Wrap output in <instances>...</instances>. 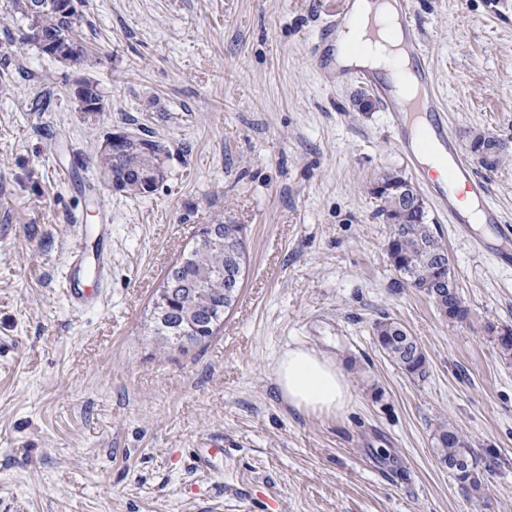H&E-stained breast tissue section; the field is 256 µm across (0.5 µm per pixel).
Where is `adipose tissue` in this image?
I'll return each mask as SVG.
<instances>
[{
	"label": "adipose tissue",
	"mask_w": 512,
	"mask_h": 512,
	"mask_svg": "<svg viewBox=\"0 0 512 512\" xmlns=\"http://www.w3.org/2000/svg\"><path fill=\"white\" fill-rule=\"evenodd\" d=\"M274 374L282 398L299 410L329 416L351 400L342 370L331 358L313 349L284 351L275 360Z\"/></svg>",
	"instance_id": "1"
}]
</instances>
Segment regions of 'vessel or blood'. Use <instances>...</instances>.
Returning <instances> with one entry per match:
<instances>
[{"label":"vessel or blood","mask_w":512,"mask_h":512,"mask_svg":"<svg viewBox=\"0 0 512 512\" xmlns=\"http://www.w3.org/2000/svg\"><path fill=\"white\" fill-rule=\"evenodd\" d=\"M397 17L400 30L398 50L412 65L415 82L413 93H406L396 82L386 81L378 73L356 62H341L336 58V43L348 25L356 20L361 9V0H341L336 14L326 19L320 29L313 51L321 68L328 77L342 84L350 80H361L368 84L380 100L394 134L397 135L403 155L409 160L412 170L423 180H432L420 162L421 153L436 152L444 160L446 186L436 189L435 202L441 215L454 224L457 232H465L471 224H490L497 228L503 242L502 249L494 258L503 264L512 263V226L504 224L497 208L488 201V184L469 166L461 148L452 136L446 118V104L437 88L433 69L420 42L411 32L408 0H387ZM468 194L477 204L476 210L462 208L459 193ZM98 258L92 278L83 274L84 253L75 251L69 257V270L65 278V292L70 304L85 308L101 301L100 289L112 269V226L104 223L97 230ZM224 441L208 439L204 448L197 452L196 465L199 470L213 471L214 459L222 455Z\"/></svg>","instance_id":"1"}]
</instances>
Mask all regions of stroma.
I'll return each mask as SVG.
<instances>
[{"label": "stroma", "instance_id": "obj_1", "mask_svg": "<svg viewBox=\"0 0 512 512\" xmlns=\"http://www.w3.org/2000/svg\"><path fill=\"white\" fill-rule=\"evenodd\" d=\"M338 4L80 0L84 63L28 46L0 64V512H512V359L489 331L512 326V265L474 253L425 193L468 318L391 266L372 187L412 172L372 88L316 64ZM412 24L462 149L512 144V0H412ZM85 82L103 111H80ZM116 132L164 145L155 190L105 183ZM468 161L512 224V156ZM105 214L112 276L79 311L68 255ZM206 224L243 225L242 294L208 343L162 345L152 298ZM384 316L417 338L425 377L379 351ZM296 345L336 361L350 405L282 399L273 363ZM440 422L477 454L486 499L437 463ZM213 435L210 475L195 451Z\"/></svg>", "mask_w": 512, "mask_h": 512}]
</instances>
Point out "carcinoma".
Masks as SVG:
<instances>
[{
  "label": "carcinoma",
  "instance_id": "obj_1",
  "mask_svg": "<svg viewBox=\"0 0 512 512\" xmlns=\"http://www.w3.org/2000/svg\"><path fill=\"white\" fill-rule=\"evenodd\" d=\"M13 12L21 14L28 26L38 29L45 37H51L67 28H75L77 21L70 20L57 8H48L35 18L28 15V0H10ZM163 146L160 142L136 136L129 150L115 158L109 153L101 155L103 173L107 181L121 184L131 193H137L144 174L162 173ZM389 191L377 195L380 202L378 213L390 218L397 216L399 223L392 225L387 242V255L391 265L412 288H419L432 300L437 310L451 322L462 321L468 316L460 294L446 295L437 300L433 287L448 275L447 253L438 233L427 220L425 207L403 211L398 209L405 178L386 175ZM230 260L229 251L199 247L195 249L176 272L167 274L177 279L180 286L171 301V316L181 322L190 319L201 326L203 339L213 336V325L220 324L224 314V279L214 272ZM494 344L499 354L512 358V327L495 329ZM375 343L379 350L402 373L422 378L427 371V357L416 337L395 320L384 318L375 323ZM432 448L436 461L469 493L483 497L485 485L478 469V459L465 437L451 424L442 422L434 429Z\"/></svg>",
  "mask_w": 512,
  "mask_h": 512
}]
</instances>
